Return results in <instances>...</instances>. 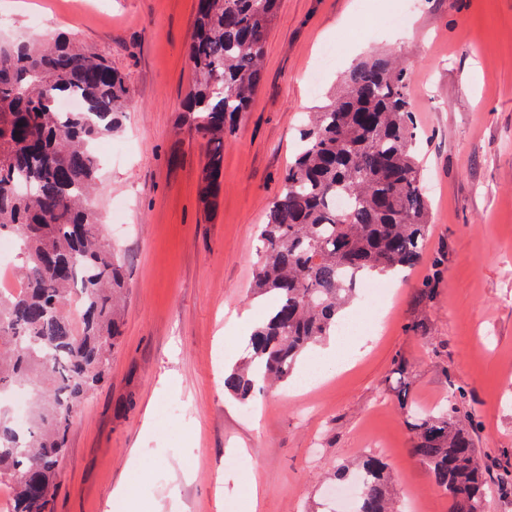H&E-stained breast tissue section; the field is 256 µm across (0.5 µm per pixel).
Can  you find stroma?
<instances>
[{"label":"stroma","instance_id":"35a3bbf8","mask_svg":"<svg viewBox=\"0 0 512 512\" xmlns=\"http://www.w3.org/2000/svg\"><path fill=\"white\" fill-rule=\"evenodd\" d=\"M196 0H0V40L68 33L109 56L133 89L121 129L97 143L104 229L123 206L114 246L128 290L123 335L105 383L74 412L53 512H337L325 491L339 465L375 454L402 512H448L393 391L439 409L468 393L491 483L487 512H512V0H280L264 78L224 140L217 205L201 199L205 149L181 125L193 86L187 48ZM404 26L386 24L390 14ZM340 44L317 91L308 75ZM409 51V97L433 222L420 263L390 279L349 364L313 384L265 387L251 406L224 389L261 318L250 283L258 232L282 188L307 113L370 50ZM443 258L433 300L417 293ZM424 322L427 337L411 331ZM123 489L124 500L113 492ZM258 506H247L250 489Z\"/></svg>","mask_w":512,"mask_h":512}]
</instances>
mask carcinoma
<instances>
[{"mask_svg": "<svg viewBox=\"0 0 512 512\" xmlns=\"http://www.w3.org/2000/svg\"><path fill=\"white\" fill-rule=\"evenodd\" d=\"M279 0H206L196 12L189 61L196 76L183 125L203 141L201 182L216 203L224 131L250 110ZM402 54H374L351 68L330 104L312 113L283 187L260 229L254 291L273 302L250 336L246 366L224 377L242 402L257 378L284 382L298 358L336 333L342 311L374 274L421 260L430 206L423 192L417 131ZM79 112H59L69 96ZM131 96L108 57L74 36L0 44V238L21 243L24 289L0 295V393L44 379L20 427L0 409V485L14 490L9 512H51L65 435L76 407L108 376L121 336V257L93 207L94 144L116 128ZM346 206L339 209L336 200ZM80 294L77 315L71 297ZM408 366L397 365L396 398L406 411L411 455L448 498V512H485L488 474L477 422L461 416L463 390L432 412L409 402ZM335 479L360 486L357 512H398L388 465L365 456Z\"/></svg>", "mask_w": 512, "mask_h": 512, "instance_id": "carcinoma-1", "label": "carcinoma"}]
</instances>
